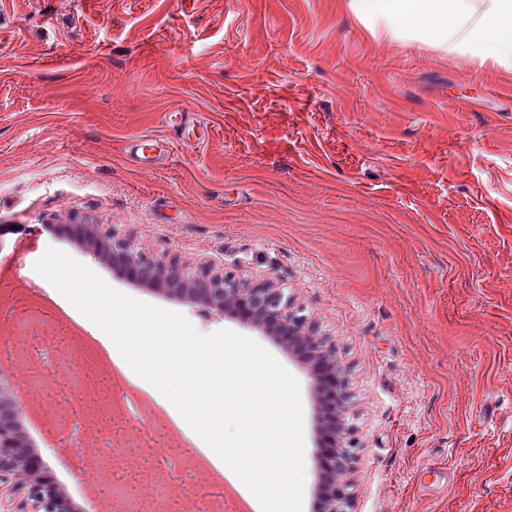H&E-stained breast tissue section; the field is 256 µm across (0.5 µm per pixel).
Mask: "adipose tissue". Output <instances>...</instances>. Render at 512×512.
Listing matches in <instances>:
<instances>
[{"label": "adipose tissue", "instance_id": "obj_1", "mask_svg": "<svg viewBox=\"0 0 512 512\" xmlns=\"http://www.w3.org/2000/svg\"><path fill=\"white\" fill-rule=\"evenodd\" d=\"M348 8L393 41L498 63L512 60V0H348Z\"/></svg>", "mask_w": 512, "mask_h": 512}]
</instances>
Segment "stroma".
<instances>
[{
  "mask_svg": "<svg viewBox=\"0 0 512 512\" xmlns=\"http://www.w3.org/2000/svg\"><path fill=\"white\" fill-rule=\"evenodd\" d=\"M171 140L161 164L133 155ZM133 234L277 284L336 345L353 512H512V64L392 42L347 0H0V272L48 248L112 288L297 358L229 316L135 287L55 224ZM30 439L83 512L53 408Z\"/></svg>",
  "mask_w": 512,
  "mask_h": 512,
  "instance_id": "obj_1",
  "label": "stroma"
}]
</instances>
